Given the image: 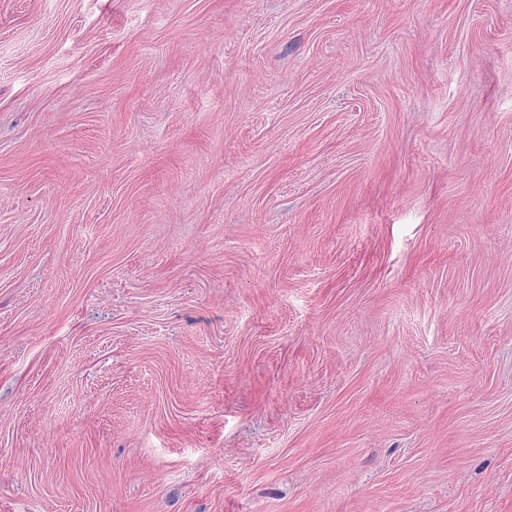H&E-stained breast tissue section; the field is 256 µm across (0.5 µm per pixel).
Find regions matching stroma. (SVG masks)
<instances>
[{"instance_id": "stroma-1", "label": "stroma", "mask_w": 512, "mask_h": 512, "mask_svg": "<svg viewBox=\"0 0 512 512\" xmlns=\"http://www.w3.org/2000/svg\"><path fill=\"white\" fill-rule=\"evenodd\" d=\"M0 512H512V0H0Z\"/></svg>"}]
</instances>
